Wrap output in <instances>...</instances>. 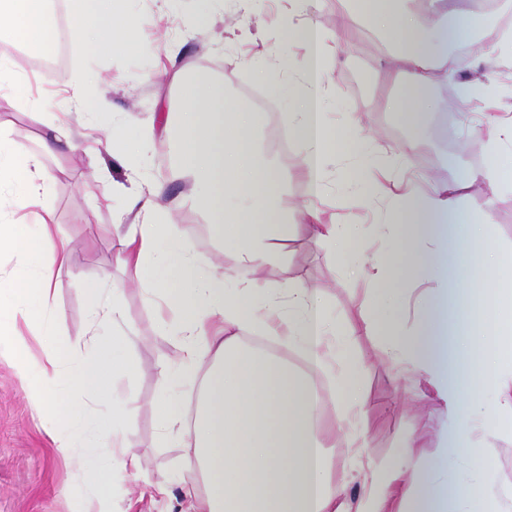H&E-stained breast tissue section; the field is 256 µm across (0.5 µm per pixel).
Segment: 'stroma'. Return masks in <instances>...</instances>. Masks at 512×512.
Returning a JSON list of instances; mask_svg holds the SVG:
<instances>
[{
    "instance_id": "35a3bbf8",
    "label": "stroma",
    "mask_w": 512,
    "mask_h": 512,
    "mask_svg": "<svg viewBox=\"0 0 512 512\" xmlns=\"http://www.w3.org/2000/svg\"><path fill=\"white\" fill-rule=\"evenodd\" d=\"M124 9L146 38L133 50L117 49L96 56L73 35H66L58 65L43 68L40 56L15 52L14 60L27 80L15 90L18 100L41 94L62 101L80 75L94 76L101 84V96L112 122L102 125L101 134L111 127L135 128L153 114L178 111L179 87L170 75L159 73L158 63L169 51H176L175 69L187 79L204 80L254 107L253 91H261L273 107L266 119L261 140L263 153L279 170L280 190L288 209L289 222H296L298 210L319 202L336 211L343 223L356 225L363 238L361 250L338 251L335 259L309 243L305 236L290 238L282 260L266 264L262 278L272 287L285 288L287 281L300 280L323 290V297L335 318H342L352 304L371 288L368 280L344 272L352 264L369 266L379 255L400 254V234L391 226L377 224L373 213L362 206L358 188L347 177L361 166L365 157L347 151L346 144L359 141L379 153H396L410 135L402 113L390 112L385 102L402 97L403 90L385 84L381 71L387 66V47L376 32L359 26L352 43L329 54L324 65L327 121L336 128V150L325 165L322 193L312 197L306 177L297 172L300 147L288 136L284 113L294 111L288 95L294 79L287 59H300L303 48L283 38L278 22L291 8L289 0H125ZM211 17L207 30L196 27L201 8ZM448 83L431 91L433 112L424 118L426 136L407 161L398 167L401 176L427 172L440 179L462 178L484 168L512 173V155L493 153L489 147L491 125L480 115V102L464 104L457 96L461 82L489 87L498 103L500 118L512 116V49L499 50L492 59L469 56L466 63L449 58ZM347 112L362 113L360 126L343 127ZM49 114H37L0 101V127L11 139L36 148L48 131ZM89 144L75 139L59 148L57 156L45 158V166L55 179L44 203L54 210L62 235L71 239L70 268L55 307L63 323L54 342L69 364H77L69 348L86 329V286L111 277L124 290L128 323L134 333L131 346L116 345L115 356L132 352L139 370L131 377H118L95 414L108 425L113 412H120L134 442L133 455L140 458L137 473H120L112 486V512H179L184 490L177 481L187 465L191 449L175 440L158 437L156 403L162 394L159 371L181 354L176 336L158 335L150 308L139 288L126 284V276L111 240L115 216L124 210L122 186L130 182L128 170L108 153L89 154ZM174 155L164 134L148 152L146 166L151 177L162 185L165 202L174 204V223L188 230L189 245L204 267L224 260L221 241L207 222L206 211L197 205H183L185 188L171 180ZM463 208L491 207L495 239L512 241V191L498 190L479 179L465 191ZM356 361L362 365L361 389L369 419L364 447L333 449V479L345 486L350 498H359L374 476L396 466L417 440L428 449L439 448L441 434L449 424L442 415H430L428 408L413 400L423 390L422 377L411 371L394 372L382 344L366 336L351 338ZM87 449H73L60 455L26 397L9 356L0 357V512H88L94 496L84 475Z\"/></svg>"
}]
</instances>
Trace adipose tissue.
Returning a JSON list of instances; mask_svg holds the SVG:
<instances>
[{
  "label": "adipose tissue",
  "mask_w": 512,
  "mask_h": 512,
  "mask_svg": "<svg viewBox=\"0 0 512 512\" xmlns=\"http://www.w3.org/2000/svg\"><path fill=\"white\" fill-rule=\"evenodd\" d=\"M121 2L68 0L73 34L98 53L137 41L139 33ZM48 7L49 0H0V96L24 78L7 47L22 36L31 52H39L51 36ZM488 20L480 9L450 11L445 0H350L349 8L337 11L334 30H320L309 21L289 26L288 37L305 40L309 52L299 68L300 81L289 86L297 109L285 113L283 121L301 147L299 166L310 184L318 185L336 145L317 91L329 44L349 43L364 21L382 32L393 56L382 79L406 89L404 99H388L385 108L406 113L412 126L404 145L409 151L422 135L421 114L433 109L428 90L448 79L449 45L476 41L486 33ZM91 83L87 77L72 89L66 111L40 139L41 153L0 132V171L20 176L16 187L0 182V253L18 259L15 268L0 269V348L6 349L20 378L37 374L39 381L27 396L57 450L68 455L78 446L98 449L104 462L90 477L100 490L98 512H110L115 468L137 472L141 462L126 453L132 442L122 416L113 415L108 434L100 435L86 403L103 396L110 374L136 371V358L116 359L101 335L123 321L124 298L106 278L86 288L88 327L77 343L82 355L72 381L84 399L68 402L61 390L65 360L51 342L61 319L50 302L69 269L70 244L58 237L54 214L43 203L52 180L43 155L70 142L77 123L102 107L99 97L87 91ZM182 93L172 131L181 145L175 174L208 190V210L224 242L225 265L201 268L184 244L183 231L169 220L161 185L141 172L132 173L135 189L127 198L134 222L125 223L120 215L114 222L122 267L145 293L157 332L182 341L179 363L161 371L169 392L157 405L163 436L184 438L194 450L182 474L187 494L181 512H498L489 440L472 448L484 473L482 484L432 478L429 456L411 455L387 470L363 500L352 502L332 480L330 450L340 429L323 418L317 386L322 373L345 366V374L331 385L347 408L348 424L367 426L358 371L350 366L343 339L378 337L394 365L424 376L430 399L441 403L443 414L454 421V429L441 438L439 457L471 448L472 427L461 416L466 409L492 419L497 435L512 438V242L490 239L491 209H463L456 181L430 178L421 188L413 180L393 179L381 162L357 168L353 179L367 201L382 205L383 223L401 226L408 241L429 238L436 244L413 270L437 285L424 334L413 335L405 324L378 313L387 297L399 293L388 258L366 272L377 295L356 302L343 321L326 314L321 289L301 283L289 287L288 303L280 305L260 270L282 258L284 241L306 231L309 242L332 258L337 249L355 246L357 232L314 204L301 211L298 223L289 224L280 179L251 145L252 137L264 132V113L247 111L203 81L184 83ZM154 139L150 125L121 130L109 138L107 151L132 164ZM228 195L240 197V205L225 207ZM20 227L29 228V235L18 236ZM475 265L495 275L493 302L483 320L449 332L448 307L465 306L474 282L463 271ZM252 328L301 348L306 370L293 372L277 355L245 346L242 333ZM31 335L44 341L41 358L28 354ZM207 357L212 363L188 420L181 412L179 387ZM476 374L495 387L494 405L479 403L472 380ZM200 478L208 490L197 498L192 489Z\"/></svg>",
  "instance_id": "adipose-tissue-1"
}]
</instances>
